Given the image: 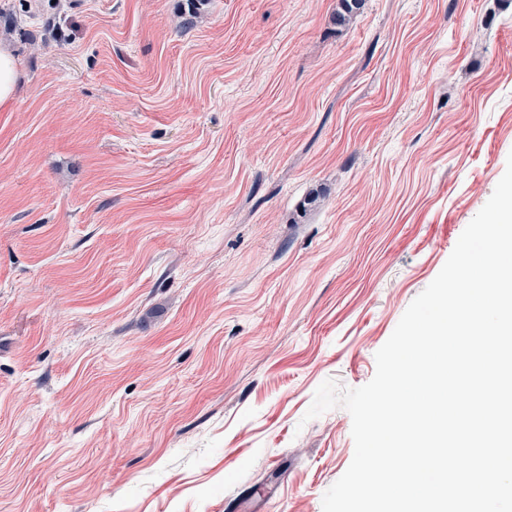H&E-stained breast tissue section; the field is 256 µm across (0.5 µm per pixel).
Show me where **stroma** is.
Segmentation results:
<instances>
[{
    "label": "stroma",
    "mask_w": 512,
    "mask_h": 512,
    "mask_svg": "<svg viewBox=\"0 0 512 512\" xmlns=\"http://www.w3.org/2000/svg\"><path fill=\"white\" fill-rule=\"evenodd\" d=\"M336 4L0 0V512H322L512 154V0ZM18 62L8 46H0V106L14 103L20 90Z\"/></svg>",
    "instance_id": "obj_1"
}]
</instances>
